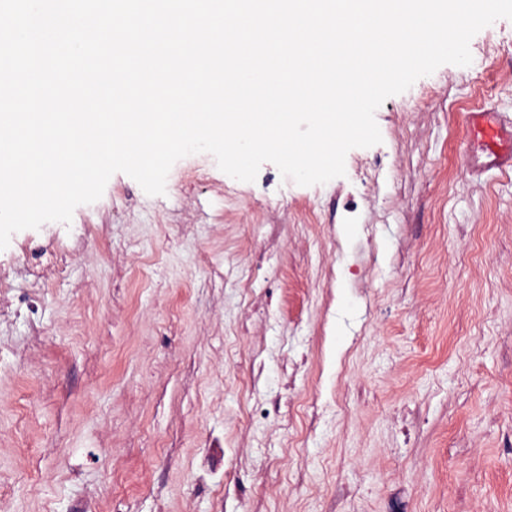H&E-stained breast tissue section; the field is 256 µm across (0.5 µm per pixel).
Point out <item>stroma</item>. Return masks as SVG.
<instances>
[{
    "instance_id": "stroma-1",
    "label": "stroma",
    "mask_w": 512,
    "mask_h": 512,
    "mask_svg": "<svg viewBox=\"0 0 512 512\" xmlns=\"http://www.w3.org/2000/svg\"><path fill=\"white\" fill-rule=\"evenodd\" d=\"M300 186L125 173L0 250V512H512V20ZM470 143L465 151L472 167L512 173V118L503 120L497 112L475 110L466 115ZM472 141L478 150H472Z\"/></svg>"
}]
</instances>
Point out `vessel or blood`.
<instances>
[{
  "label": "vessel or blood",
  "instance_id": "obj_1",
  "mask_svg": "<svg viewBox=\"0 0 512 512\" xmlns=\"http://www.w3.org/2000/svg\"><path fill=\"white\" fill-rule=\"evenodd\" d=\"M466 125L471 141L478 144L471 155L473 167L512 173V120H503L488 110H475L467 113Z\"/></svg>",
  "mask_w": 512,
  "mask_h": 512
}]
</instances>
